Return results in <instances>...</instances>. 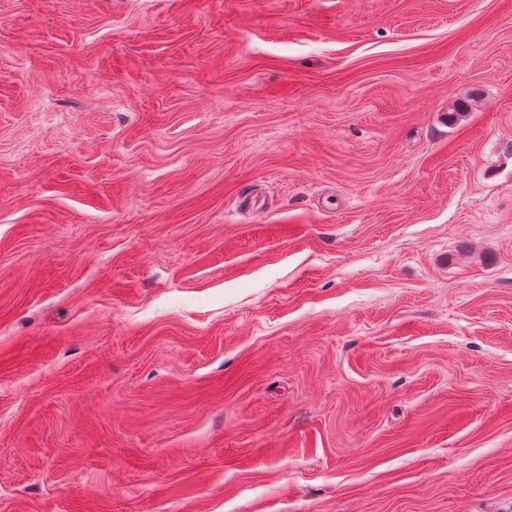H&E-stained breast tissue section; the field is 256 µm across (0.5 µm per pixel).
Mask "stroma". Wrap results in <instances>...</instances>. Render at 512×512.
Listing matches in <instances>:
<instances>
[{
    "mask_svg": "<svg viewBox=\"0 0 512 512\" xmlns=\"http://www.w3.org/2000/svg\"><path fill=\"white\" fill-rule=\"evenodd\" d=\"M0 512H512V0H0Z\"/></svg>",
    "mask_w": 512,
    "mask_h": 512,
    "instance_id": "1",
    "label": "stroma"
}]
</instances>
